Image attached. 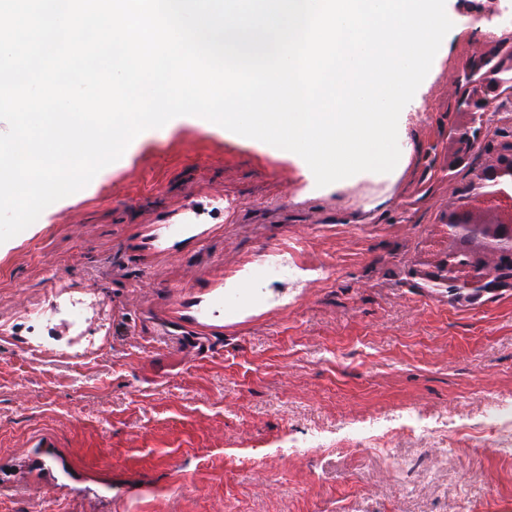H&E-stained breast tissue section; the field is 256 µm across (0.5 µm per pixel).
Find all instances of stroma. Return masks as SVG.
Masks as SVG:
<instances>
[{
	"label": "stroma",
	"mask_w": 512,
	"mask_h": 512,
	"mask_svg": "<svg viewBox=\"0 0 512 512\" xmlns=\"http://www.w3.org/2000/svg\"><path fill=\"white\" fill-rule=\"evenodd\" d=\"M447 6L448 49L399 117L398 178L313 195L292 159L179 117L0 244V512H512V460L485 440L443 457L421 434L512 397V291L458 306L421 275L452 248L449 187L512 139L491 128L451 176L435 167L469 128L449 79L474 15ZM209 198L206 235L143 244ZM288 253L238 314L194 320L205 291ZM53 306L78 353H34L28 312ZM317 429L330 447L290 454Z\"/></svg>",
	"instance_id": "obj_1"
}]
</instances>
